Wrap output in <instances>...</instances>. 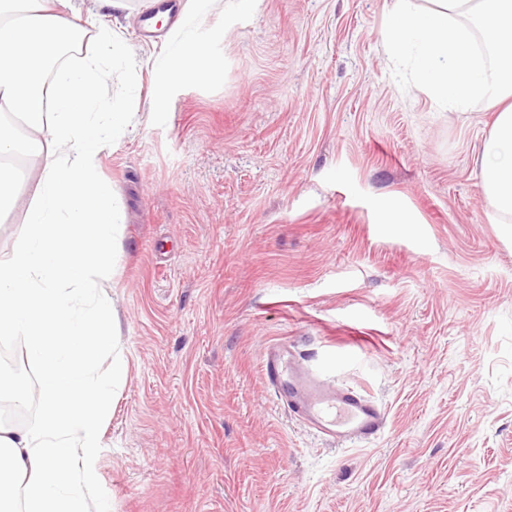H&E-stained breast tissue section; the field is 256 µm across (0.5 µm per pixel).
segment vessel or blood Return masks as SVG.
Wrapping results in <instances>:
<instances>
[{
	"label": "vessel or blood",
	"instance_id": "vessel-or-blood-1",
	"mask_svg": "<svg viewBox=\"0 0 512 512\" xmlns=\"http://www.w3.org/2000/svg\"><path fill=\"white\" fill-rule=\"evenodd\" d=\"M262 374L281 409L328 439L363 444L383 429L384 412L376 402L350 388H326L279 345L267 348Z\"/></svg>",
	"mask_w": 512,
	"mask_h": 512
}]
</instances>
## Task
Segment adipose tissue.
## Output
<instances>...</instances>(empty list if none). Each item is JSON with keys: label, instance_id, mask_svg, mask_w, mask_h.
<instances>
[{"label": "adipose tissue", "instance_id": "obj_1", "mask_svg": "<svg viewBox=\"0 0 512 512\" xmlns=\"http://www.w3.org/2000/svg\"><path fill=\"white\" fill-rule=\"evenodd\" d=\"M478 37L512 66V0H395L386 16L387 52L410 65L436 104L497 106L478 178L512 240V74L488 77ZM87 43L91 54L74 61ZM176 47L178 64L164 67L170 82L223 67L193 39ZM131 62L122 35L82 16L73 0H0V156L43 160L22 231L0 258V335L24 337L42 371L39 427L0 426V512H13L19 495L27 512H90L95 496L103 422L126 372L113 353L114 310L96 280L123 216L97 162L134 118L130 95L102 89L108 70ZM107 353L112 373L103 376Z\"/></svg>", "mask_w": 512, "mask_h": 512}]
</instances>
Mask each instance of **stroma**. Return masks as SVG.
Masks as SVG:
<instances>
[{"label":"stroma","instance_id":"obj_1","mask_svg":"<svg viewBox=\"0 0 512 512\" xmlns=\"http://www.w3.org/2000/svg\"><path fill=\"white\" fill-rule=\"evenodd\" d=\"M393 0H211L190 26L223 63L170 84L153 0L122 27L133 124L99 157L123 211L99 278L127 359L105 422L108 512H512V245L475 161L495 113L437 107L383 44ZM42 160L0 212V257ZM274 343L386 423L342 447L290 418Z\"/></svg>","mask_w":512,"mask_h":512}]
</instances>
